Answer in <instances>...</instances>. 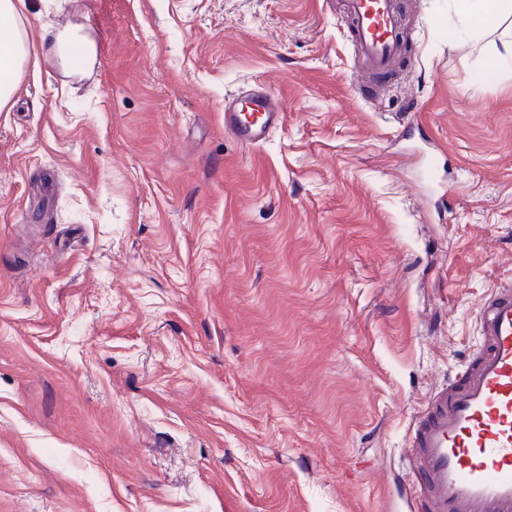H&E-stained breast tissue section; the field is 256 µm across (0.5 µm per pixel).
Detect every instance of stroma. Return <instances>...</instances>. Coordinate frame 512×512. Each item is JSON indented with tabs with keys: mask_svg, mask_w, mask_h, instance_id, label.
Listing matches in <instances>:
<instances>
[{
	"mask_svg": "<svg viewBox=\"0 0 512 512\" xmlns=\"http://www.w3.org/2000/svg\"><path fill=\"white\" fill-rule=\"evenodd\" d=\"M0 110V512H403L512 282V15L415 0L379 105L326 0H64ZM265 87L259 146L224 100ZM258 96L249 102L258 106V112L249 119L243 111L244 106L232 105L235 98L224 100V130L229 131L239 142L255 146L265 141L269 131L278 126L282 119V107L279 100L266 89L259 88Z\"/></svg>",
	"mask_w": 512,
	"mask_h": 512,
	"instance_id": "stroma-1",
	"label": "stroma"
}]
</instances>
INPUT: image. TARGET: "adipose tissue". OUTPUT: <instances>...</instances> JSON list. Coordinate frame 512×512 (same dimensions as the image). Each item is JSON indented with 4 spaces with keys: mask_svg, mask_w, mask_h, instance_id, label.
<instances>
[{
    "mask_svg": "<svg viewBox=\"0 0 512 512\" xmlns=\"http://www.w3.org/2000/svg\"><path fill=\"white\" fill-rule=\"evenodd\" d=\"M22 0H0V110L12 100L17 78L27 69H38L44 59L55 56L71 71L91 69L96 61L90 38L80 30L41 27L32 36L23 23L19 7Z\"/></svg>",
    "mask_w": 512,
    "mask_h": 512,
    "instance_id": "obj_1",
    "label": "adipose tissue"
}]
</instances>
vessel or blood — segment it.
Returning <instances> with one entry per match:
<instances>
[{"instance_id":"1","label":"vessel or blood","mask_w":512,"mask_h":512,"mask_svg":"<svg viewBox=\"0 0 512 512\" xmlns=\"http://www.w3.org/2000/svg\"><path fill=\"white\" fill-rule=\"evenodd\" d=\"M397 0H344V21L370 77L392 72L406 37ZM247 118L224 105V128L255 146L282 119L266 89ZM482 343L436 389L412 426L408 454L415 476L406 512H512V282L492 290L479 312Z\"/></svg>"}]
</instances>
